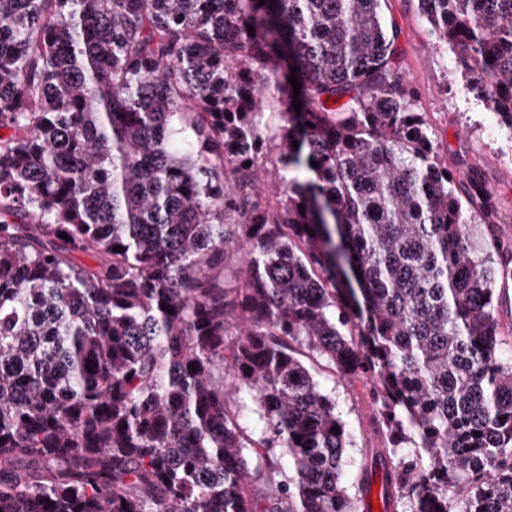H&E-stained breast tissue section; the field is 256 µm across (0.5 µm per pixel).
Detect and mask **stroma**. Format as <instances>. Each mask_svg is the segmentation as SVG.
Listing matches in <instances>:
<instances>
[{
    "instance_id": "stroma-1",
    "label": "stroma",
    "mask_w": 512,
    "mask_h": 512,
    "mask_svg": "<svg viewBox=\"0 0 512 512\" xmlns=\"http://www.w3.org/2000/svg\"><path fill=\"white\" fill-rule=\"evenodd\" d=\"M382 12L398 29L397 60L417 90L416 108L434 132L440 163L452 170L466 164L481 173L497 207L499 228L512 240V138L494 112L462 94L463 80L437 52V35L418 0H384ZM336 400L355 442L346 460L360 466L366 449L377 444L371 385L362 380L339 384Z\"/></svg>"
}]
</instances>
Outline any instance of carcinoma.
<instances>
[{"instance_id": "1", "label": "carcinoma", "mask_w": 512, "mask_h": 512, "mask_svg": "<svg viewBox=\"0 0 512 512\" xmlns=\"http://www.w3.org/2000/svg\"><path fill=\"white\" fill-rule=\"evenodd\" d=\"M381 2L0 0V512H356L310 359L372 382L394 512H512V242ZM419 7L512 137V0ZM496 315L500 322L502 334L500 348L504 355H508L512 348V281L498 282L496 286Z\"/></svg>"}]
</instances>
